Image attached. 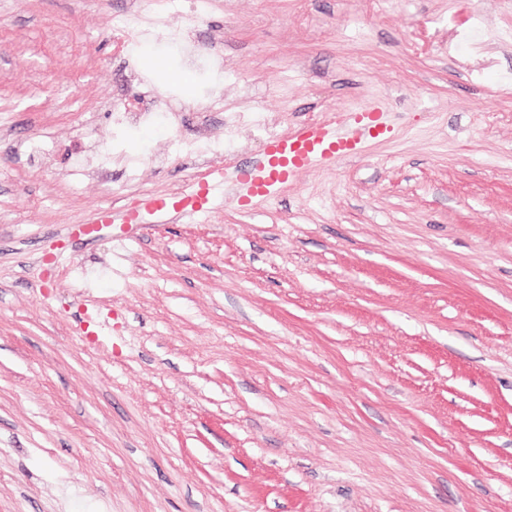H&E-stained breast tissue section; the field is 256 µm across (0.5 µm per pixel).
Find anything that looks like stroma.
I'll return each mask as SVG.
<instances>
[{
  "mask_svg": "<svg viewBox=\"0 0 512 512\" xmlns=\"http://www.w3.org/2000/svg\"><path fill=\"white\" fill-rule=\"evenodd\" d=\"M189 7L0 0V512H512V41L481 39L512 0ZM137 12L281 133L372 104L390 132L251 212L75 239L198 167L164 119L125 132L134 173L105 161L108 105L211 80L148 41L128 77ZM112 31L118 34L125 47V56L123 58L125 65V71H128L131 75L136 76L141 81H144L141 74L137 70V64L131 53V46L144 34V29L137 21L134 23L131 21L128 15H118L112 21ZM155 37L159 43L182 46L189 57H195L199 52H206L200 45L196 46L195 44L186 42L181 30L177 28L159 29Z\"/></svg>",
  "mask_w": 512,
  "mask_h": 512,
  "instance_id": "stroma-1",
  "label": "stroma"
}]
</instances>
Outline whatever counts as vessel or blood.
Wrapping results in <instances>:
<instances>
[{"mask_svg":"<svg viewBox=\"0 0 512 512\" xmlns=\"http://www.w3.org/2000/svg\"><path fill=\"white\" fill-rule=\"evenodd\" d=\"M384 129L375 108L340 123L304 124L272 139L262 156L244 164L217 167L206 182L193 184L176 197H147L143 207L158 220L173 213H208L216 209L218 195L228 183L238 203L266 201L302 171L334 166L340 158L357 153L372 133Z\"/></svg>","mask_w":512,"mask_h":512,"instance_id":"b4317fda","label":"vessel or blood"}]
</instances>
